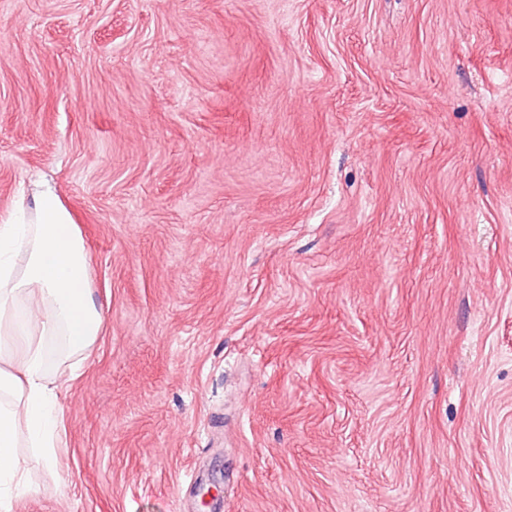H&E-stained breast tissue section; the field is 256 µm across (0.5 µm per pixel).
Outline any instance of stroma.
I'll return each mask as SVG.
<instances>
[{"label": "stroma", "mask_w": 512, "mask_h": 512, "mask_svg": "<svg viewBox=\"0 0 512 512\" xmlns=\"http://www.w3.org/2000/svg\"><path fill=\"white\" fill-rule=\"evenodd\" d=\"M104 325L13 512H512V0H0V219Z\"/></svg>", "instance_id": "35a3bbf8"}]
</instances>
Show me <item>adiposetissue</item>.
Returning a JSON list of instances; mask_svg holds the SVG:
<instances>
[{
  "label": "adipose tissue",
  "instance_id": "obj_1",
  "mask_svg": "<svg viewBox=\"0 0 512 512\" xmlns=\"http://www.w3.org/2000/svg\"><path fill=\"white\" fill-rule=\"evenodd\" d=\"M89 272L79 230L51 187L0 223V512L30 491V462L58 465L61 399L75 374L47 376V350L59 343L68 359L96 344L103 314Z\"/></svg>",
  "mask_w": 512,
  "mask_h": 512
}]
</instances>
